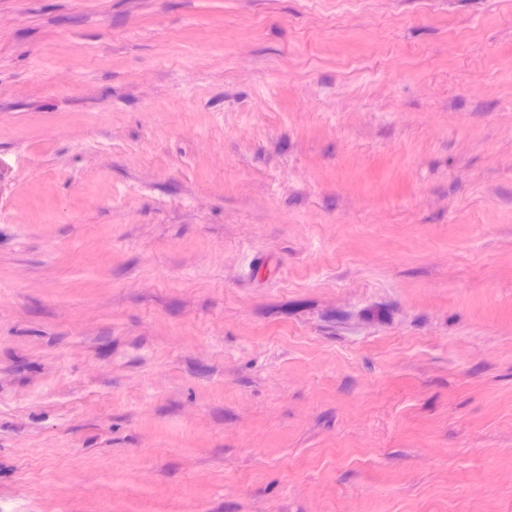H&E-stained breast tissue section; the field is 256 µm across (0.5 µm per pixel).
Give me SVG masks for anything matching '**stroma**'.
Here are the masks:
<instances>
[{
	"label": "stroma",
	"mask_w": 512,
	"mask_h": 512,
	"mask_svg": "<svg viewBox=\"0 0 512 512\" xmlns=\"http://www.w3.org/2000/svg\"><path fill=\"white\" fill-rule=\"evenodd\" d=\"M0 512H512V0H0Z\"/></svg>",
	"instance_id": "stroma-1"
}]
</instances>
